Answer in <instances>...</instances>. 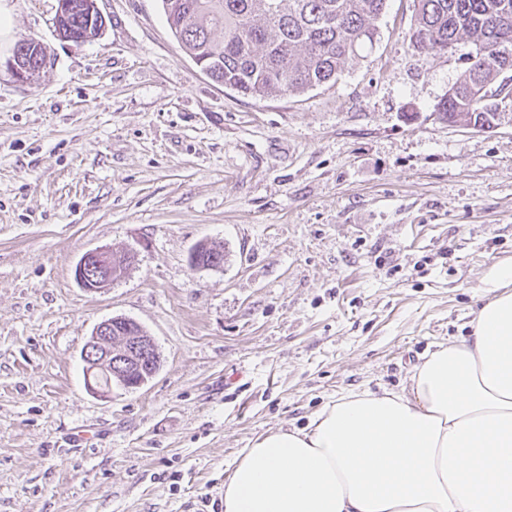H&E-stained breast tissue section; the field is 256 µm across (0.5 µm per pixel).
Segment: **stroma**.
Returning a JSON list of instances; mask_svg holds the SVG:
<instances>
[{"instance_id": "1", "label": "stroma", "mask_w": 512, "mask_h": 512, "mask_svg": "<svg viewBox=\"0 0 512 512\" xmlns=\"http://www.w3.org/2000/svg\"><path fill=\"white\" fill-rule=\"evenodd\" d=\"M13 4L48 64L20 82L0 54V512H213L257 436L401 391L466 335L512 260V105L486 132L439 118L466 48L414 49L413 0L336 81L264 100L203 73L161 0H98L78 43L57 0ZM203 242L223 268L190 266ZM99 247L137 258L90 293ZM113 317L162 365L101 398L81 352Z\"/></svg>"}]
</instances>
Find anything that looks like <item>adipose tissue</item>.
<instances>
[{
	"label": "adipose tissue",
	"instance_id": "1",
	"mask_svg": "<svg viewBox=\"0 0 512 512\" xmlns=\"http://www.w3.org/2000/svg\"><path fill=\"white\" fill-rule=\"evenodd\" d=\"M480 289L407 389L340 393L242 449L223 512H512V261Z\"/></svg>",
	"mask_w": 512,
	"mask_h": 512
}]
</instances>
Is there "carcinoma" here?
<instances>
[{"mask_svg": "<svg viewBox=\"0 0 512 512\" xmlns=\"http://www.w3.org/2000/svg\"><path fill=\"white\" fill-rule=\"evenodd\" d=\"M70 29L88 40L98 17L72 0ZM387 0H162L171 29L191 58H205L211 78L262 100L303 93L336 80L349 61L373 47ZM417 48L446 51L463 42L470 65L455 92L437 105L442 119L492 128L497 82L512 72V0H413ZM45 48L33 38L16 43L12 59L39 68Z\"/></svg>", "mask_w": 512, "mask_h": 512, "instance_id": "cac0c4a2", "label": "carcinoma"}]
</instances>
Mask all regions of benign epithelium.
<instances>
[{
  "instance_id": "benign-epithelium-1",
  "label": "benign epithelium",
  "mask_w": 512,
  "mask_h": 512,
  "mask_svg": "<svg viewBox=\"0 0 512 512\" xmlns=\"http://www.w3.org/2000/svg\"><path fill=\"white\" fill-rule=\"evenodd\" d=\"M132 261V256L123 259L120 253L110 249L90 250L77 262L74 276L85 290L100 292L119 277L124 267ZM119 323L130 330L134 321L114 317L99 323L82 349L87 386L105 397L112 393V384L124 386L128 372L144 361L154 359L157 353L155 342L149 335H113L112 326Z\"/></svg>"
}]
</instances>
